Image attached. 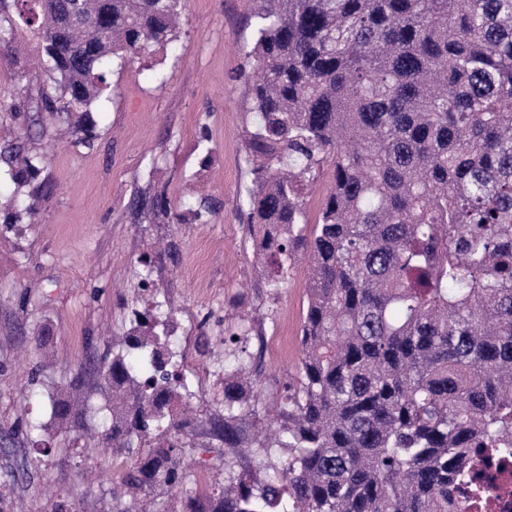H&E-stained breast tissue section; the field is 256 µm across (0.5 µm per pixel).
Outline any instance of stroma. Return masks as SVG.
Masks as SVG:
<instances>
[{"mask_svg":"<svg viewBox=\"0 0 512 512\" xmlns=\"http://www.w3.org/2000/svg\"><path fill=\"white\" fill-rule=\"evenodd\" d=\"M253 0H186L180 38L157 58L112 74L113 99L98 119L93 147L77 148L67 126L45 120L27 144L45 157L57 193L37 223L0 237V489L25 512H119L113 499L131 466L116 448L99 449L100 432L112 425L101 414L108 396L97 370L125 329L132 309L171 305L176 332L170 343L201 387L187 398L186 418L196 445L186 451L187 490L173 495L166 512H183L186 496L207 500L224 485L225 469L263 481L265 458L224 450L212 434L224 418V356L248 347L260 400L246 424L263 427L270 407L300 364V328L307 306L308 268L297 262L276 296L256 273L249 226L241 204L251 175L244 138L250 108L245 80ZM164 69L165 83L154 80ZM208 136L213 159L200 168L194 145ZM155 161L171 200L187 188L185 177L201 170L194 187L223 208L207 224L139 223L129 205L146 188V164ZM179 239L178 266L154 272V289L137 286L136 258L162 242ZM206 328H199L202 317ZM254 331L237 339L242 321ZM47 330L55 351L47 381L74 390L72 417L83 437H64L56 455H39L14 436L16 420L43 416L45 403L28 371L39 361L35 339Z\"/></svg>","mask_w":512,"mask_h":512,"instance_id":"1","label":"stroma"}]
</instances>
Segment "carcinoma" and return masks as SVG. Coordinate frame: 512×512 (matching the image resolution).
Returning a JSON list of instances; mask_svg holds the SVG:
<instances>
[{
    "label": "carcinoma",
    "instance_id": "cac0c4a2",
    "mask_svg": "<svg viewBox=\"0 0 512 512\" xmlns=\"http://www.w3.org/2000/svg\"><path fill=\"white\" fill-rule=\"evenodd\" d=\"M185 0H0V55L28 88L17 34L37 35L52 83L37 111L80 113L89 147L112 102L109 76L178 40ZM247 56L253 176L245 204L271 294L308 259L303 355L276 417L255 435L253 355L224 362V424L237 451L282 448L253 485L240 476L188 512H467L473 457L512 456V0H256ZM9 120L28 132L21 97ZM332 182L308 228L304 195ZM45 158L0 141V235L33 224L56 190ZM149 224H206L220 203L163 187L133 199ZM139 287L154 263L139 259ZM170 317L133 312L99 368L112 396L102 447L151 451L126 473L135 494L185 486L189 422L169 411L192 380L169 346ZM25 423L44 454L69 402L44 388Z\"/></svg>",
    "mask_w": 512,
    "mask_h": 512
}]
</instances>
